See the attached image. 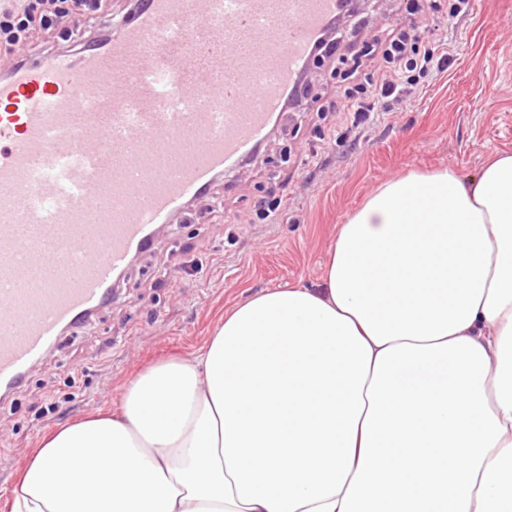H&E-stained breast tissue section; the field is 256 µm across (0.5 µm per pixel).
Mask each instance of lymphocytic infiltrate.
<instances>
[{
  "label": "lymphocytic infiltrate",
  "mask_w": 512,
  "mask_h": 512,
  "mask_svg": "<svg viewBox=\"0 0 512 512\" xmlns=\"http://www.w3.org/2000/svg\"><path fill=\"white\" fill-rule=\"evenodd\" d=\"M29 0L0 7V55H14L32 37ZM409 25L385 24L345 63L336 96L359 126L371 114L392 111L447 70L448 30L471 15L472 0H406Z\"/></svg>",
  "instance_id": "f902f5d3"
}]
</instances>
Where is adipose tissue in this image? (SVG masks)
<instances>
[{"label": "adipose tissue", "mask_w": 512, "mask_h": 512, "mask_svg": "<svg viewBox=\"0 0 512 512\" xmlns=\"http://www.w3.org/2000/svg\"><path fill=\"white\" fill-rule=\"evenodd\" d=\"M512 512V153L413 172L322 281L226 313L47 434L11 512Z\"/></svg>", "instance_id": "1"}]
</instances>
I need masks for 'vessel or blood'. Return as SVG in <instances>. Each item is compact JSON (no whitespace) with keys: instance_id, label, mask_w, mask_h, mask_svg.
Wrapping results in <instances>:
<instances>
[{"instance_id":"b4317fda","label":"vessel or blood","mask_w":512,"mask_h":512,"mask_svg":"<svg viewBox=\"0 0 512 512\" xmlns=\"http://www.w3.org/2000/svg\"><path fill=\"white\" fill-rule=\"evenodd\" d=\"M340 0H135L0 74V390L268 137Z\"/></svg>"}]
</instances>
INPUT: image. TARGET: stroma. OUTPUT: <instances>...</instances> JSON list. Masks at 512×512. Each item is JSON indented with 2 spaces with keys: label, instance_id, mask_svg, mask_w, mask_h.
I'll list each match as a JSON object with an SVG mask.
<instances>
[{
  "label": "stroma",
  "instance_id": "1",
  "mask_svg": "<svg viewBox=\"0 0 512 512\" xmlns=\"http://www.w3.org/2000/svg\"><path fill=\"white\" fill-rule=\"evenodd\" d=\"M400 15L398 0H364L348 43ZM451 55L447 72L374 125L357 132L337 113L335 143L322 139L317 117L331 77H314L254 156L195 199L190 218L166 224L90 324L63 335L0 399V512L48 431L119 409L128 380L158 360L192 358L249 294L320 283L339 225L379 185L444 167L469 177L490 155L512 153V0H475ZM277 198L288 214L273 224L256 205Z\"/></svg>",
  "mask_w": 512,
  "mask_h": 512
}]
</instances>
